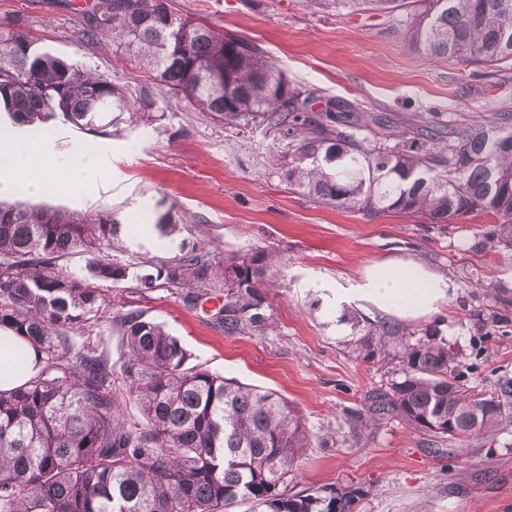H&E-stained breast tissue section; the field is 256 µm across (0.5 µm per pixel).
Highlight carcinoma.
Returning a JSON list of instances; mask_svg holds the SVG:
<instances>
[{
	"label": "carcinoma",
	"instance_id": "cac0c4a2",
	"mask_svg": "<svg viewBox=\"0 0 512 512\" xmlns=\"http://www.w3.org/2000/svg\"><path fill=\"white\" fill-rule=\"evenodd\" d=\"M404 20L409 45L436 62L461 60L512 72V0H336ZM112 36L116 52L186 105L226 126L274 133L281 176L317 202L369 215L390 211L428 224L495 217L486 236L512 252V116L425 121L417 136L359 137L376 116L332 104L314 112L316 89L292 85L257 49L174 14L170 0H94L80 38ZM0 105L37 137L55 122L96 131L112 113L149 119L152 101L128 98L109 76L41 50L27 26L0 22ZM172 210L155 227L180 230ZM118 220L0 203V328L42 355L26 384L0 391V512H356L364 489L283 488L311 447L299 411L278 393L186 367L188 353L163 326L122 316L128 393L142 420L125 418L112 393L109 357L72 337L101 318L99 283L129 267L117 256ZM95 251L82 279L60 261ZM281 257L267 249L215 252L200 243L151 264L142 288H224L218 312L229 334L271 327L261 285ZM348 343L356 358L398 360L383 389L366 399L372 419L394 416L438 439L491 438L512 422V381L476 392L458 353L426 329L361 325ZM479 416L478 425L471 424Z\"/></svg>",
	"mask_w": 512,
	"mask_h": 512
}]
</instances>
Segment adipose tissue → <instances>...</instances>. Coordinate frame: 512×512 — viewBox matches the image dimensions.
Segmentation results:
<instances>
[{
  "instance_id": "obj_1",
  "label": "adipose tissue",
  "mask_w": 512,
  "mask_h": 512,
  "mask_svg": "<svg viewBox=\"0 0 512 512\" xmlns=\"http://www.w3.org/2000/svg\"><path fill=\"white\" fill-rule=\"evenodd\" d=\"M0 153L7 159L0 165V197H27L55 188H75L96 181L100 173L89 162L60 164L46 158L42 176L31 173L29 145L7 129L0 128ZM456 285L444 272L432 269L411 256H394L367 265L348 284L326 288L324 298L335 307L361 301L397 320L409 322L438 311L454 297ZM24 348L22 340L6 329L0 330V390L7 391L29 382L41 368L34 349L26 350L27 364L16 371L10 366L14 353Z\"/></svg>"
}]
</instances>
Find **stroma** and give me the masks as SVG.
<instances>
[{
    "mask_svg": "<svg viewBox=\"0 0 512 512\" xmlns=\"http://www.w3.org/2000/svg\"><path fill=\"white\" fill-rule=\"evenodd\" d=\"M176 15L203 22L257 47L292 84L317 89L313 111L338 103L382 115L414 136L420 118L435 125L495 112L512 113V78L480 65L435 62L413 50L387 16L307 0H171ZM86 0H0V21L27 24L39 47L111 75L132 99L149 96L154 121L108 135L56 124L58 160L89 153L100 180L59 194L26 197L31 207L90 214L114 211L122 225L121 258L130 276L103 286L106 304L89 335L112 360L116 394L126 396L125 345L118 317L128 311L162 324L189 354L188 366L272 389L296 406L314 443L298 459L288 489L361 486L358 512H512V424L494 440L465 446L414 430L396 417L359 423L365 397L391 378L385 362H363L346 342L350 320H337L316 291L312 273L328 281L359 275L369 262L410 254L455 282L438 313L408 323L436 329L458 351L468 386L491 390L512 381V256L494 248L484 218L427 224L401 213L369 216L316 202L289 189L263 128L239 131L179 102L132 63L115 56L111 39L82 42ZM175 207L180 234L153 246L149 215ZM202 242L247 254L278 252L261 291L272 327L228 334L218 317L220 288H140L149 261Z\"/></svg>",
    "mask_w": 512,
    "mask_h": 512,
    "instance_id": "35a3bbf8",
    "label": "stroma"
}]
</instances>
